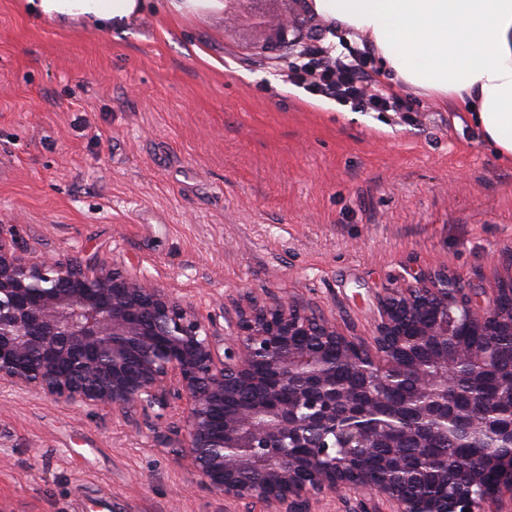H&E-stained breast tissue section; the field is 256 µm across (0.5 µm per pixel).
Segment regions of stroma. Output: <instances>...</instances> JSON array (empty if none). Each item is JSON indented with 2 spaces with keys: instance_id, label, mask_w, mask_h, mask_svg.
Masks as SVG:
<instances>
[{
  "instance_id": "obj_1",
  "label": "stroma",
  "mask_w": 512,
  "mask_h": 512,
  "mask_svg": "<svg viewBox=\"0 0 512 512\" xmlns=\"http://www.w3.org/2000/svg\"><path fill=\"white\" fill-rule=\"evenodd\" d=\"M298 0L62 30L0 0V228L29 256L169 289L208 323L275 297L371 340L377 300L447 268L487 292L512 249V165L466 112H365L287 82L258 47ZM0 392L6 512H235L155 431Z\"/></svg>"
}]
</instances>
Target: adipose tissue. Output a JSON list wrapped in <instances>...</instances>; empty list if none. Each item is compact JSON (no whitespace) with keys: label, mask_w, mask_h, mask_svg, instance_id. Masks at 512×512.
I'll use <instances>...</instances> for the list:
<instances>
[{"label":"adipose tissue","mask_w":512,"mask_h":512,"mask_svg":"<svg viewBox=\"0 0 512 512\" xmlns=\"http://www.w3.org/2000/svg\"><path fill=\"white\" fill-rule=\"evenodd\" d=\"M333 27L367 37L405 87L471 113L512 164V0H307ZM36 20L108 32L148 0H23Z\"/></svg>","instance_id":"adipose-tissue-1"}]
</instances>
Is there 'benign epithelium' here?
I'll use <instances>...</instances> for the list:
<instances>
[{
  "instance_id": "1",
  "label": "benign epithelium",
  "mask_w": 512,
  "mask_h": 512,
  "mask_svg": "<svg viewBox=\"0 0 512 512\" xmlns=\"http://www.w3.org/2000/svg\"><path fill=\"white\" fill-rule=\"evenodd\" d=\"M489 302L438 269L414 276L379 299L373 347L336 322L274 299L237 312L227 337L211 331L191 306L164 288L116 270L56 259L31 260L0 233V386L36 392L125 418L180 411L167 430L174 456L241 512H315L325 496L366 493L383 512H502L512 496V457H484L448 474L398 448H425L448 431L458 408L448 388L458 380L453 354L437 377L405 401L380 392L419 364L400 354L456 335L453 309L469 323L512 325V252ZM339 351L359 384L336 381ZM370 405L365 417L355 406ZM297 442L314 452L302 460ZM350 448H387L374 469ZM413 484L447 488L411 495ZM482 494L473 497V487Z\"/></svg>"
}]
</instances>
